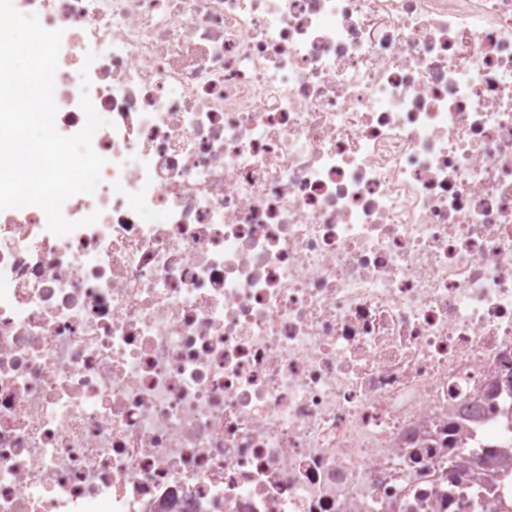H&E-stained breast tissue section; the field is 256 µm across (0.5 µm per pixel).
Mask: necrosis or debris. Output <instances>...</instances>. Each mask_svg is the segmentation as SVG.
Masks as SVG:
<instances>
[{
  "mask_svg": "<svg viewBox=\"0 0 512 512\" xmlns=\"http://www.w3.org/2000/svg\"><path fill=\"white\" fill-rule=\"evenodd\" d=\"M12 2L109 125L0 211V512L512 508V0Z\"/></svg>",
  "mask_w": 512,
  "mask_h": 512,
  "instance_id": "1",
  "label": "necrosis or debris"
}]
</instances>
